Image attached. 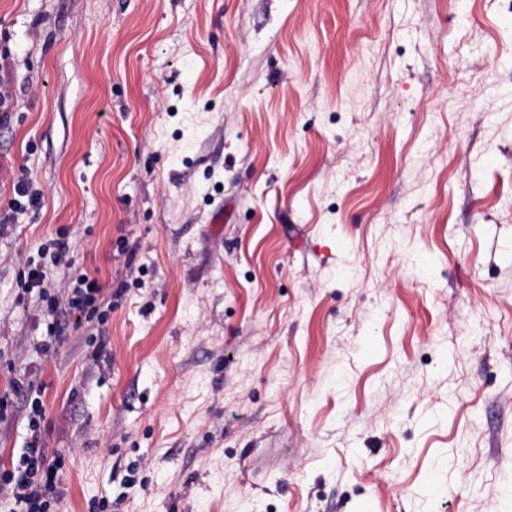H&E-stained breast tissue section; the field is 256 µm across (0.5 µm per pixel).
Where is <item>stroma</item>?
<instances>
[{
	"mask_svg": "<svg viewBox=\"0 0 512 512\" xmlns=\"http://www.w3.org/2000/svg\"><path fill=\"white\" fill-rule=\"evenodd\" d=\"M0 55V471L38 398L55 512H512V0H0ZM34 266L104 286L47 352ZM15 195L8 207L0 212V234L7 230L8 224H15L16 215L29 208H38L43 201V195L33 191L27 179L21 178L14 187Z\"/></svg>",
	"mask_w": 512,
	"mask_h": 512,
	"instance_id": "stroma-1",
	"label": "stroma"
}]
</instances>
